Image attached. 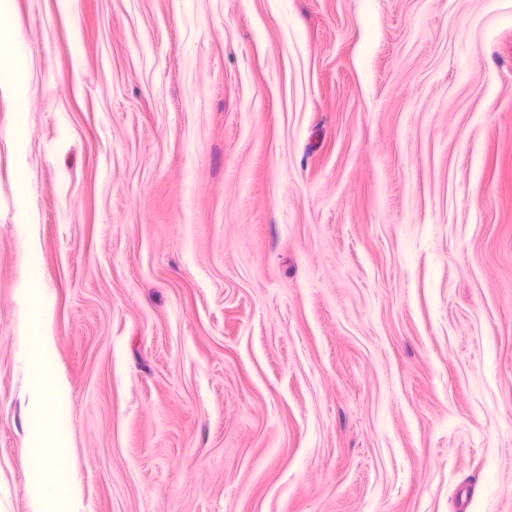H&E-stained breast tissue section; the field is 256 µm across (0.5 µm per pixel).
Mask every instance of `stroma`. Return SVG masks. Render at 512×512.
<instances>
[{
    "label": "stroma",
    "mask_w": 512,
    "mask_h": 512,
    "mask_svg": "<svg viewBox=\"0 0 512 512\" xmlns=\"http://www.w3.org/2000/svg\"><path fill=\"white\" fill-rule=\"evenodd\" d=\"M0 512H512V0H7Z\"/></svg>",
    "instance_id": "obj_1"
}]
</instances>
